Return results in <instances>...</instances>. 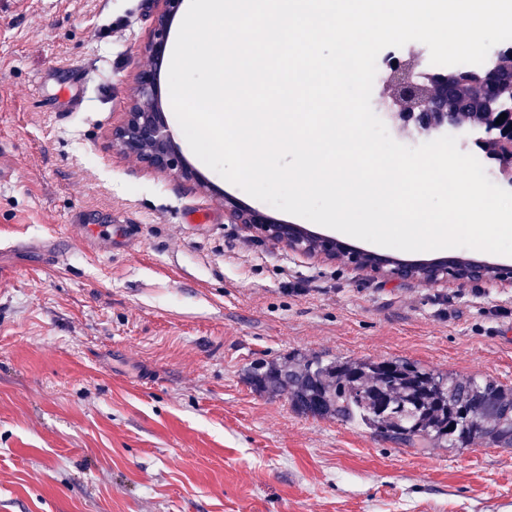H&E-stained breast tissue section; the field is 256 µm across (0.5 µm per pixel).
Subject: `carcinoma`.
<instances>
[{"label":"carcinoma","instance_id":"1","mask_svg":"<svg viewBox=\"0 0 512 512\" xmlns=\"http://www.w3.org/2000/svg\"><path fill=\"white\" fill-rule=\"evenodd\" d=\"M459 72L456 122L497 133L482 102L492 94L512 101V57L492 54L482 66ZM246 380L257 392L285 395L302 414L357 422L399 444L433 438L464 450L485 436L512 449V388L493 379L443 374L404 359L315 357L291 368L257 363Z\"/></svg>","mask_w":512,"mask_h":512}]
</instances>
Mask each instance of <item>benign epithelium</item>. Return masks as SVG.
I'll list each match as a JSON object with an SVG mask.
<instances>
[{
    "mask_svg": "<svg viewBox=\"0 0 512 512\" xmlns=\"http://www.w3.org/2000/svg\"><path fill=\"white\" fill-rule=\"evenodd\" d=\"M159 2L153 39L145 49V62L139 68L125 118L112 129V141L120 152L140 163L161 172H173L187 179H195L212 190L214 186L205 182L183 159L159 99L158 76L166 62L168 31L183 0ZM392 72L397 93L409 101L408 105L402 107L406 118L421 127L435 125L438 121L436 113L448 111L449 94L459 78V73L450 71L443 77L429 78L427 98L422 99L418 96L421 84L403 66H393ZM219 197L224 209L246 230L287 247H298V226L276 222L265 213L248 208L222 193Z\"/></svg>",
    "mask_w": 512,
    "mask_h": 512,
    "instance_id": "7a95c632",
    "label": "benign epithelium"
}]
</instances>
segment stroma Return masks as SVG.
<instances>
[{"label":"stroma","instance_id":"obj_1","mask_svg":"<svg viewBox=\"0 0 512 512\" xmlns=\"http://www.w3.org/2000/svg\"><path fill=\"white\" fill-rule=\"evenodd\" d=\"M158 11L0 0V512H512V449L401 446L246 382L256 363L320 356L512 387V285L396 280L289 250L234 223L220 193L331 231L228 182L183 133L196 180L117 150ZM48 237L65 248L51 267Z\"/></svg>","mask_w":512,"mask_h":512}]
</instances>
